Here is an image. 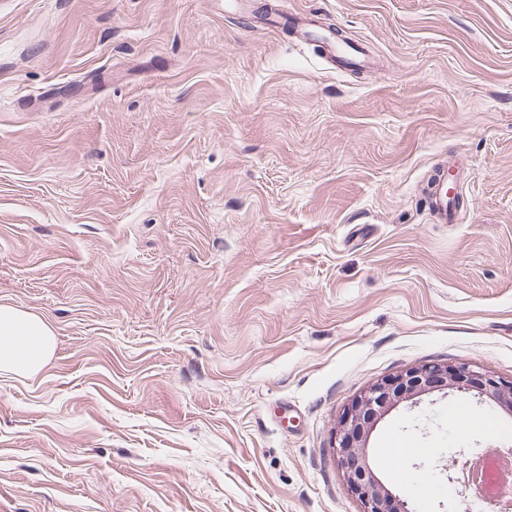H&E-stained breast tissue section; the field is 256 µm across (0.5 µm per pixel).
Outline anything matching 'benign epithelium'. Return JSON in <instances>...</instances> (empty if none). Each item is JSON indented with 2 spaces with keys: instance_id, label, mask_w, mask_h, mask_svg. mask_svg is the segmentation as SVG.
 Listing matches in <instances>:
<instances>
[{
  "instance_id": "benign-epithelium-1",
  "label": "benign epithelium",
  "mask_w": 512,
  "mask_h": 512,
  "mask_svg": "<svg viewBox=\"0 0 512 512\" xmlns=\"http://www.w3.org/2000/svg\"><path fill=\"white\" fill-rule=\"evenodd\" d=\"M445 390L473 392L504 408L512 407V378L477 364L430 362L374 380L344 409L336 429V452L362 512H410L408 503L376 475L366 441L374 425L392 407L403 402L415 407L422 397Z\"/></svg>"
}]
</instances>
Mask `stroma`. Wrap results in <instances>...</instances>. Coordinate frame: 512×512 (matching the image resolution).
<instances>
[{"mask_svg":"<svg viewBox=\"0 0 512 512\" xmlns=\"http://www.w3.org/2000/svg\"><path fill=\"white\" fill-rule=\"evenodd\" d=\"M0 303L56 332L0 375V512H361L334 436L369 383L512 377V0H0ZM501 446L457 392L368 439L413 512H464L450 455ZM430 204L434 215L443 224H453L458 218V213L449 206L448 184L446 182L438 183L430 193Z\"/></svg>","mask_w":512,"mask_h":512,"instance_id":"obj_1","label":"stroma"}]
</instances>
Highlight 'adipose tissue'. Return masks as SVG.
Instances as JSON below:
<instances>
[{
    "label": "adipose tissue",
    "instance_id": "adipose-tissue-1",
    "mask_svg": "<svg viewBox=\"0 0 512 512\" xmlns=\"http://www.w3.org/2000/svg\"><path fill=\"white\" fill-rule=\"evenodd\" d=\"M55 331L43 316L0 303V374L32 378L50 362Z\"/></svg>",
    "mask_w": 512,
    "mask_h": 512
}]
</instances>
